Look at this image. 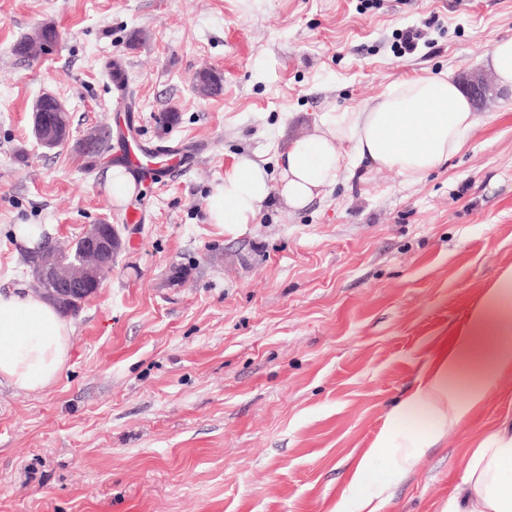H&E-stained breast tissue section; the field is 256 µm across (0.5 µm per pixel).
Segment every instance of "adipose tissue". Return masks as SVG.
Returning <instances> with one entry per match:
<instances>
[{
	"label": "adipose tissue",
	"mask_w": 512,
	"mask_h": 512,
	"mask_svg": "<svg viewBox=\"0 0 512 512\" xmlns=\"http://www.w3.org/2000/svg\"><path fill=\"white\" fill-rule=\"evenodd\" d=\"M323 131L291 140L280 158L281 203L305 207L335 185L349 143L355 159L421 181L458 154L478 118L461 84L448 73L405 79L355 112H329ZM270 195L266 170L240 157L211 196L208 221L228 230L254 223ZM70 319L41 295L0 291V384L41 392L65 370L73 348ZM512 378V265L468 304L459 323L395 421L431 420V441L474 418L501 381ZM441 512H512V427L482 435L463 458L458 483Z\"/></svg>",
	"instance_id": "ef3b65f1"
}]
</instances>
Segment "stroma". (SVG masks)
I'll use <instances>...</instances> for the list:
<instances>
[{
	"mask_svg": "<svg viewBox=\"0 0 512 512\" xmlns=\"http://www.w3.org/2000/svg\"><path fill=\"white\" fill-rule=\"evenodd\" d=\"M43 24L55 46L15 54ZM409 29L421 38L406 53ZM502 38L512 0H0V290L34 288L15 225L67 250L115 224L125 243L71 317L57 383L0 385V512H352L362 461L392 477L382 512H439L477 432L512 423V381L404 475L395 447L419 428L391 417L512 265V88L421 182L347 165L304 209L274 192L232 232L207 209L239 156L277 177L288 141L325 113L395 81L483 70ZM205 69L220 94L196 91ZM44 94L70 115L53 149L32 130ZM91 130L105 145L92 159L76 146ZM136 149L172 159L116 203L104 174ZM384 434L393 447L373 452Z\"/></svg>",
	"mask_w": 512,
	"mask_h": 512,
	"instance_id": "stroma-1",
	"label": "stroma"
}]
</instances>
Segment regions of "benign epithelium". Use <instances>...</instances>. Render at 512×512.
Listing matches in <instances>:
<instances>
[{"mask_svg": "<svg viewBox=\"0 0 512 512\" xmlns=\"http://www.w3.org/2000/svg\"><path fill=\"white\" fill-rule=\"evenodd\" d=\"M39 116L37 128L39 143L46 148H54L65 143L71 134V126L58 120H46L44 109L34 108ZM123 246L120 231L115 224H95L75 244L83 265L76 271L65 269L55 262L52 246H47L41 253V259L33 267L32 277L38 284V291L50 302L65 309L81 302L94 293L101 280L106 276V269L94 262L103 253L117 256Z\"/></svg>", "mask_w": 512, "mask_h": 512, "instance_id": "1", "label": "benign epithelium"}]
</instances>
